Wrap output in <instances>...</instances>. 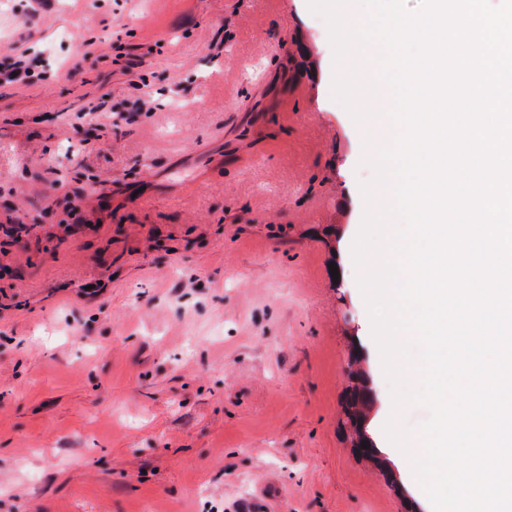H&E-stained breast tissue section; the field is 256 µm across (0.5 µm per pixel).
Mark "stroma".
I'll return each mask as SVG.
<instances>
[{
	"label": "stroma",
	"mask_w": 512,
	"mask_h": 512,
	"mask_svg": "<svg viewBox=\"0 0 512 512\" xmlns=\"http://www.w3.org/2000/svg\"><path fill=\"white\" fill-rule=\"evenodd\" d=\"M325 30L306 0H0V53L48 74L0 85V512H433L350 252L388 122L332 99ZM357 365L396 489L350 441Z\"/></svg>",
	"instance_id": "stroma-1"
}]
</instances>
